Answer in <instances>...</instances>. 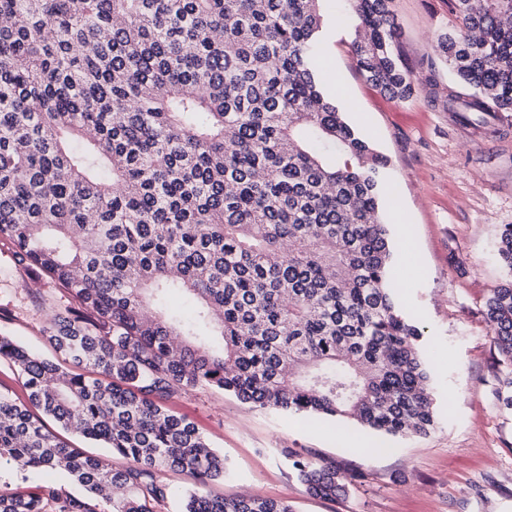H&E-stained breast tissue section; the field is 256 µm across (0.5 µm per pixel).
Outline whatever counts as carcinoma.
<instances>
[{
  "instance_id": "cac0c4a2",
  "label": "carcinoma",
  "mask_w": 512,
  "mask_h": 512,
  "mask_svg": "<svg viewBox=\"0 0 512 512\" xmlns=\"http://www.w3.org/2000/svg\"><path fill=\"white\" fill-rule=\"evenodd\" d=\"M323 0H0V242L62 288L43 334L63 362L0 336L40 415L0 395V461L51 480L0 512H293L209 490L224 457L166 403L199 386L259 408L392 436L435 416L421 330L388 282L386 160L320 85ZM368 82L414 92L390 0H350ZM437 37L473 89L465 112H512V0H452ZM499 254L512 272V225ZM512 367V283L485 303ZM101 442L87 453L50 428ZM312 495L358 476L296 460Z\"/></svg>"
}]
</instances>
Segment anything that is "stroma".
<instances>
[{
    "label": "stroma",
    "instance_id": "stroma-1",
    "mask_svg": "<svg viewBox=\"0 0 512 512\" xmlns=\"http://www.w3.org/2000/svg\"><path fill=\"white\" fill-rule=\"evenodd\" d=\"M398 49L415 79L411 97L389 98L362 75L352 49L358 21L347 0H323L317 45L329 67L325 90L388 160L381 196L392 240V287L422 331V358L436 424L423 437L389 436L317 415L262 409L210 387L169 404L191 420L226 470L215 492L243 489L295 512H512V410L497 390L508 367L484 315L494 289L512 282L499 253L512 224V112L464 115L448 92L467 97L436 51L458 25L449 0H392ZM48 280L18 265L0 244V336L44 355L38 294ZM328 460L359 474L345 496H312L293 467Z\"/></svg>",
    "mask_w": 512,
    "mask_h": 512
}]
</instances>
